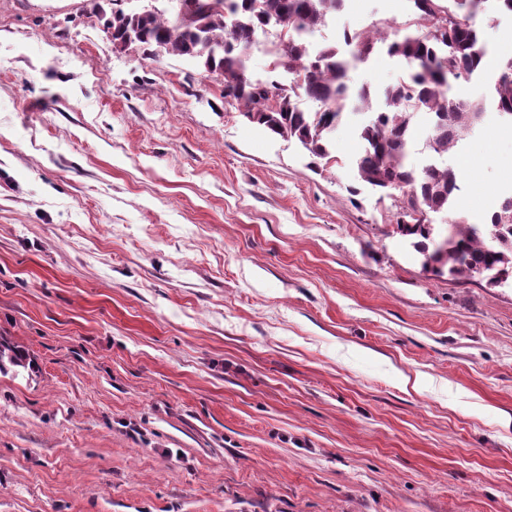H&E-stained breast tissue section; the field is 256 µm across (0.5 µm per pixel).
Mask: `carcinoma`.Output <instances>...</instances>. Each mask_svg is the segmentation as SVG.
I'll list each match as a JSON object with an SVG mask.
<instances>
[{
  "instance_id": "cac0c4a2",
  "label": "carcinoma",
  "mask_w": 512,
  "mask_h": 512,
  "mask_svg": "<svg viewBox=\"0 0 512 512\" xmlns=\"http://www.w3.org/2000/svg\"><path fill=\"white\" fill-rule=\"evenodd\" d=\"M187 19L158 12L116 10L104 27L119 46L129 33L148 54L163 47L165 54L189 57L211 73L228 76L224 98L231 99L249 121L272 134L297 142L314 160L330 161V143L343 113L372 112L358 130L364 144L356 159L360 183L387 193L397 203V232L411 240L423 256V267L436 275L467 279L480 271L512 278V195L499 200L484 224H471L454 207L460 191L456 172L446 166L416 170L407 158L413 142V121L425 117L432 130L426 148L443 155L451 151L484 117L480 105L461 103L451 88L481 70L483 38L477 16L487 0H413V15L389 39L392 24L381 19L364 31L346 34L354 45L352 57L328 45L312 54L304 35L326 26L344 0H195ZM287 21L285 34L270 50L273 69L294 75L287 84L252 78L248 62L256 47L255 31ZM378 43L406 68L384 90V106L373 109L370 90L352 91L351 58L366 57ZM498 107L512 108V77L496 79ZM318 103L307 112L301 97ZM446 214V233L421 222L418 214ZM20 346L0 336V373L26 367Z\"/></svg>"
}]
</instances>
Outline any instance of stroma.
<instances>
[{
  "label": "stroma",
  "mask_w": 512,
  "mask_h": 512,
  "mask_svg": "<svg viewBox=\"0 0 512 512\" xmlns=\"http://www.w3.org/2000/svg\"><path fill=\"white\" fill-rule=\"evenodd\" d=\"M112 0H0V512H512V284L424 269L395 201L118 53ZM411 0H346L344 32ZM442 159L484 223L512 121ZM384 46L351 73L402 74ZM26 354L19 345L12 343L6 336H0V373L14 367H26Z\"/></svg>",
  "instance_id": "1"
}]
</instances>
